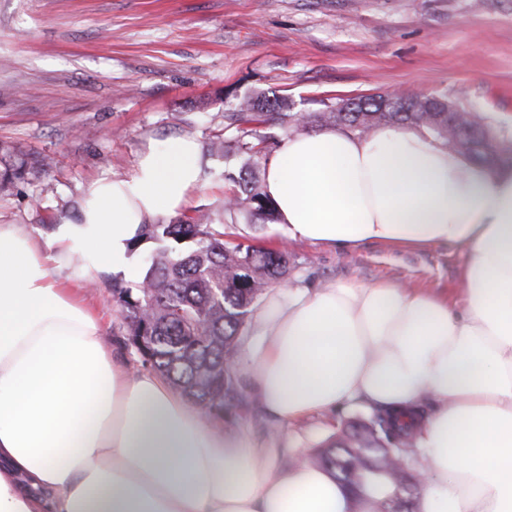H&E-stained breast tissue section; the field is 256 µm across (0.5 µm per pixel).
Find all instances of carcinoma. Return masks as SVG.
I'll list each match as a JSON object with an SVG mask.
<instances>
[{"label":"carcinoma","instance_id":"obj_1","mask_svg":"<svg viewBox=\"0 0 512 512\" xmlns=\"http://www.w3.org/2000/svg\"><path fill=\"white\" fill-rule=\"evenodd\" d=\"M321 103L319 111L303 113L276 94L245 95L224 113L225 128L237 136L211 140L208 151H231L242 162L239 175L225 174L237 188L224 199L225 210L243 211L250 222L271 219L261 171L275 144L273 130L291 135L307 126L333 127L368 137L380 126L409 127L427 131L473 164L500 163L504 154H512V144H505L478 112L448 99L385 94ZM24 172L19 165L0 174V195L12 193ZM145 243L154 248L142 281L131 287L112 280L113 302L128 335L143 329L151 337L142 363L214 416L250 405L234 366L238 336L259 296L287 281L288 254L252 245L228 247L224 224L200 210L177 224L145 225L133 249ZM413 445V431L377 408L323 441L314 460L357 501L368 486L387 482L392 492L377 502V512H413L403 507L418 494L409 465Z\"/></svg>","mask_w":512,"mask_h":512}]
</instances>
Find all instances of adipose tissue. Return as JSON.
<instances>
[{"mask_svg":"<svg viewBox=\"0 0 512 512\" xmlns=\"http://www.w3.org/2000/svg\"><path fill=\"white\" fill-rule=\"evenodd\" d=\"M200 152L189 135L148 145L129 175L89 185L50 244L0 224V512H352L328 470L282 464L246 431L209 426L163 375L119 362L75 291L137 276L131 242L183 212ZM263 190L293 241L458 250L465 302L390 282L270 292L238 357L262 408L287 425L430 401L417 512H512V169L469 164L422 129L323 128L286 141Z\"/></svg>","mask_w":512,"mask_h":512,"instance_id":"ef3b65f1","label":"adipose tissue"}]
</instances>
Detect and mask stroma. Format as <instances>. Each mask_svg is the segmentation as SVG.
Listing matches in <instances>:
<instances>
[{"mask_svg": "<svg viewBox=\"0 0 512 512\" xmlns=\"http://www.w3.org/2000/svg\"><path fill=\"white\" fill-rule=\"evenodd\" d=\"M270 92L298 112L334 96L447 98L512 141V0H0V173L25 167L14 193L0 197V224L50 237L60 219H78L90 183L129 174L147 143L191 135L202 146L203 185L186 215L210 212L229 244L287 253L289 291L391 281L463 306L454 248L370 242L343 253L225 212L224 174L241 161L207 146L241 96ZM111 281L83 297L102 315L113 354L137 368ZM367 414L359 404L280 426L243 408L208 423L247 429L299 463Z\"/></svg>", "mask_w": 512, "mask_h": 512, "instance_id": "35a3bbf8", "label": "stroma"}]
</instances>
